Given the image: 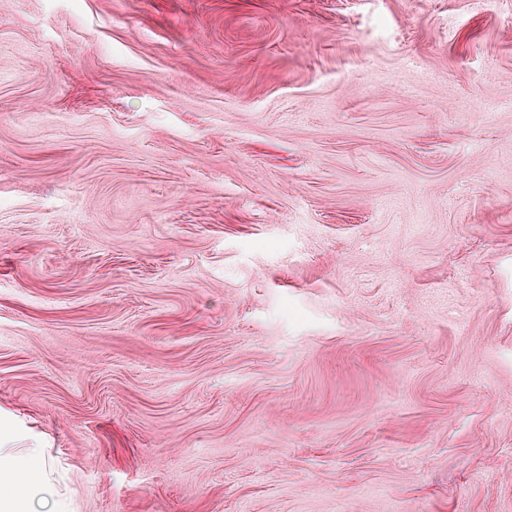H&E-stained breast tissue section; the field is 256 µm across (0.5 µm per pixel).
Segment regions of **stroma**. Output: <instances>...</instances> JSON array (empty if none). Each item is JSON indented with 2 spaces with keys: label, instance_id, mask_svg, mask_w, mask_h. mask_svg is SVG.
<instances>
[{
  "label": "stroma",
  "instance_id": "obj_1",
  "mask_svg": "<svg viewBox=\"0 0 512 512\" xmlns=\"http://www.w3.org/2000/svg\"><path fill=\"white\" fill-rule=\"evenodd\" d=\"M0 455L512 512V0H0Z\"/></svg>",
  "mask_w": 512,
  "mask_h": 512
}]
</instances>
